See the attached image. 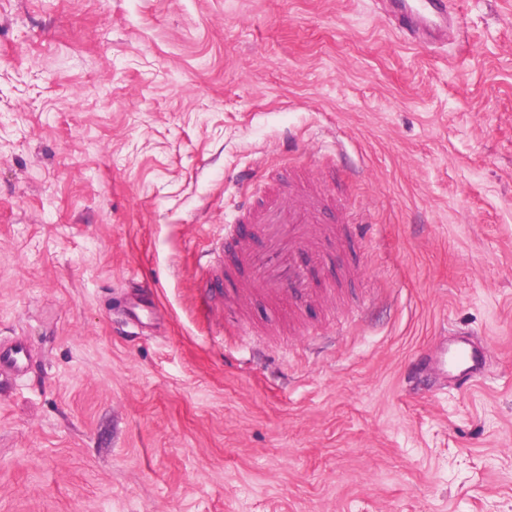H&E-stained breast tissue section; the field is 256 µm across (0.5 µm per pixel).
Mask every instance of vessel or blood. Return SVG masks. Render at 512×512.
Wrapping results in <instances>:
<instances>
[{
	"label": "vessel or blood",
	"instance_id": "obj_1",
	"mask_svg": "<svg viewBox=\"0 0 512 512\" xmlns=\"http://www.w3.org/2000/svg\"><path fill=\"white\" fill-rule=\"evenodd\" d=\"M451 0H394L389 22L406 44H414L418 29L430 40H441L448 23ZM334 201L326 199L317 181L290 178L287 187L271 186L265 193L241 203L234 221L224 227L223 249L236 255L234 265L214 266L216 283L239 281L246 293L272 299L316 301L315 270L325 258L327 243L344 242L346 227L328 216ZM144 286L134 285L125 300L130 322L138 327L151 323V308ZM30 360L26 345L0 344V373L24 372ZM431 369L451 378L460 387L473 386L485 375V356L468 340L459 338L433 355L415 359L414 373Z\"/></svg>",
	"mask_w": 512,
	"mask_h": 512
}]
</instances>
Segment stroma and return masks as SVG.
I'll list each match as a JSON object with an SVG mask.
<instances>
[{
	"instance_id": "35a3bbf8",
	"label": "stroma",
	"mask_w": 512,
	"mask_h": 512,
	"mask_svg": "<svg viewBox=\"0 0 512 512\" xmlns=\"http://www.w3.org/2000/svg\"><path fill=\"white\" fill-rule=\"evenodd\" d=\"M509 5L434 49L381 0H0V512H512ZM298 165L365 242L332 316L236 321L200 257ZM453 330L486 378L403 388ZM133 290L126 294L125 300L129 310V321L137 327L152 325L148 318L151 314V307L145 303L150 297L144 286L132 283ZM30 355L26 345L20 342L0 344V376L3 372L23 373L29 363Z\"/></svg>"
}]
</instances>
